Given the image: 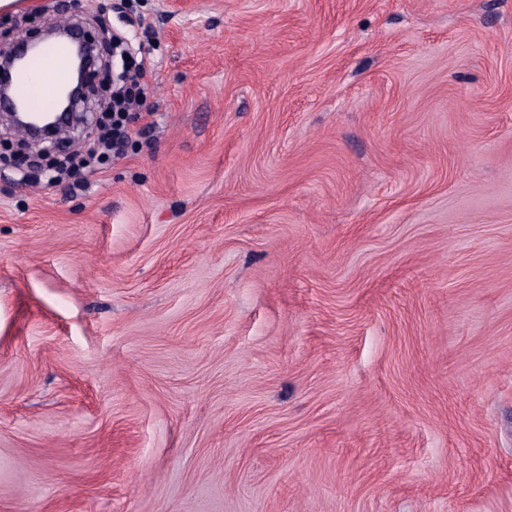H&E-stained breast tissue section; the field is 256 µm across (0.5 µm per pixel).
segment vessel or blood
<instances>
[{"instance_id":"vessel-or-blood-1","label":"vessel or blood","mask_w":512,"mask_h":512,"mask_svg":"<svg viewBox=\"0 0 512 512\" xmlns=\"http://www.w3.org/2000/svg\"><path fill=\"white\" fill-rule=\"evenodd\" d=\"M66 71L65 50L49 47L32 57L19 72L15 92L30 111H40L43 103L50 100L52 91L63 81Z\"/></svg>"}]
</instances>
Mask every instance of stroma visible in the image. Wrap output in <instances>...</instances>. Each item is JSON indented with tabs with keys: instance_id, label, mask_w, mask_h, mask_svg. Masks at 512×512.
<instances>
[{
	"instance_id": "1",
	"label": "stroma",
	"mask_w": 512,
	"mask_h": 512,
	"mask_svg": "<svg viewBox=\"0 0 512 512\" xmlns=\"http://www.w3.org/2000/svg\"><path fill=\"white\" fill-rule=\"evenodd\" d=\"M78 18L146 98L70 178L0 126V512H512V0ZM119 118L112 122V131L100 135L98 139L94 140V147L91 150L90 156L93 157L99 150L100 155L106 154V152H112L113 154L121 155L123 147L129 138V134L126 130L127 112H116Z\"/></svg>"
}]
</instances>
